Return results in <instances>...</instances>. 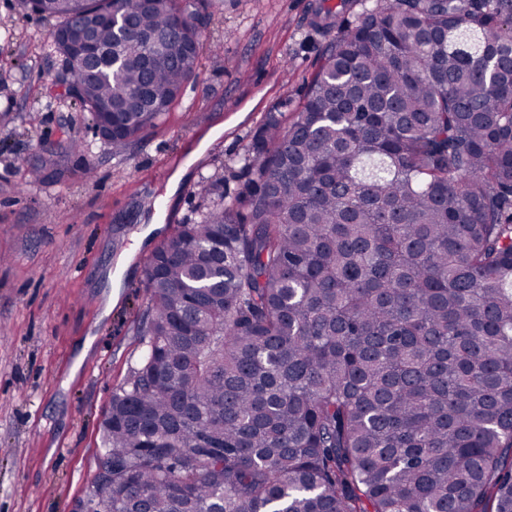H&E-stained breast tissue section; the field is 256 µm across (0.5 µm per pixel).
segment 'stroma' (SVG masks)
<instances>
[{"label":"stroma","instance_id":"obj_1","mask_svg":"<svg viewBox=\"0 0 512 512\" xmlns=\"http://www.w3.org/2000/svg\"><path fill=\"white\" fill-rule=\"evenodd\" d=\"M321 2L221 0L201 27L218 52L165 123L118 153L57 82L41 47L53 21L0 0V512H72L89 494L112 393L140 358L146 261L271 108L296 112L328 40ZM75 139L89 151H70Z\"/></svg>","mask_w":512,"mask_h":512}]
</instances>
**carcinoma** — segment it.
<instances>
[{"instance_id": "1", "label": "carcinoma", "mask_w": 512, "mask_h": 512, "mask_svg": "<svg viewBox=\"0 0 512 512\" xmlns=\"http://www.w3.org/2000/svg\"><path fill=\"white\" fill-rule=\"evenodd\" d=\"M19 0L112 148L163 123L198 0ZM322 5L299 110L147 260L96 512H512V0ZM92 34L100 58L75 46Z\"/></svg>"}]
</instances>
